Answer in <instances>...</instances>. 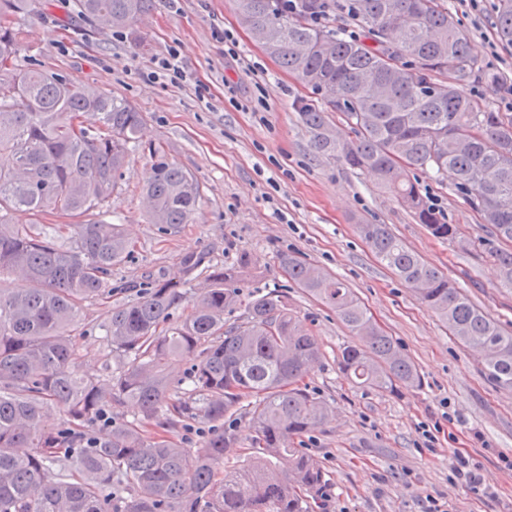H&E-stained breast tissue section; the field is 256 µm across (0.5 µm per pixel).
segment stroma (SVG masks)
I'll use <instances>...</instances> for the list:
<instances>
[{"label": "stroma", "instance_id": "stroma-1", "mask_svg": "<svg viewBox=\"0 0 512 512\" xmlns=\"http://www.w3.org/2000/svg\"><path fill=\"white\" fill-rule=\"evenodd\" d=\"M495 2L484 0L477 12L467 0H448V11L468 33L479 62L468 93L487 110L511 113L512 99L501 89L512 84V48L498 41ZM71 3L50 0L23 21L19 65L121 96L145 118L103 215L122 226L131 255L112 270L111 296L84 302L69 330L80 374L101 375L109 354L108 312L137 299L148 280L181 281L187 255L230 265L248 254L256 267L244 290H282L323 352L303 379L331 408L302 442L325 467L318 512H512V389L488 380L478 354L375 259L357 231L365 223L388 225L512 330V288L501 285L481 247L487 227L457 192L453 174L418 176L422 194L458 227V241L446 242L418 224L374 176L317 154L297 107L320 104L319 95L251 40L235 0H160L131 36L75 18ZM173 49L185 80L147 81L156 59ZM261 97L266 108L259 112ZM154 148L202 188L195 222L173 236L145 216L143 188ZM285 252L344 280L416 365L421 386L397 395L354 386L338 364L352 334L333 310L288 280L280 268ZM459 454L479 467L485 490L455 478Z\"/></svg>", "mask_w": 512, "mask_h": 512}]
</instances>
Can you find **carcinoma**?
I'll return each instance as SVG.
<instances>
[{
    "mask_svg": "<svg viewBox=\"0 0 512 512\" xmlns=\"http://www.w3.org/2000/svg\"><path fill=\"white\" fill-rule=\"evenodd\" d=\"M158 2L75 0V12L92 25L131 31ZM237 4L253 39L324 94L326 107H298L315 151L376 176L432 236L453 242L457 227L408 176L451 171L456 190L488 225L483 246L512 288V114L487 111L465 91L479 66L448 0H354L357 38L309 22L322 0H305L307 10L296 14L280 0ZM34 9L33 0H0V276L18 273L29 282L21 293L0 288V512H311L325 468L293 440L330 412L302 383L320 347L281 291L243 293L250 257L236 267L207 268L210 287L163 335L157 327L184 298L172 283L157 282L137 301L112 307L105 380L76 373L69 328L82 303L112 295V268L131 253L121 225L103 220L101 210L144 117L129 101L77 79L17 67V22ZM495 25L512 46V0H497ZM329 111L345 114L354 137L333 135ZM88 112L97 125H85ZM150 154L148 219L175 235L194 222L201 187L159 149ZM18 212L32 221L16 223ZM50 214L69 220L56 225L67 231L63 243L37 221ZM358 230L378 261L480 355L490 380L512 388V331L387 225ZM280 265L289 280L335 309L356 338L339 359L355 384L390 394L421 385L416 366L343 281L288 253ZM238 307L244 319L224 322V312ZM186 351L198 353V361L183 371ZM126 400L139 403L147 421L160 419L163 405L171 424L203 420L202 448L192 452L117 422L107 439H97L93 426L112 402ZM51 407L64 412V426L43 424ZM240 411L249 415L252 455L219 478L227 449L238 441L224 418ZM21 447L31 452L20 456ZM281 458L288 459L286 475L276 466Z\"/></svg>",
    "mask_w": 512,
    "mask_h": 512,
    "instance_id": "1",
    "label": "carcinoma"
}]
</instances>
